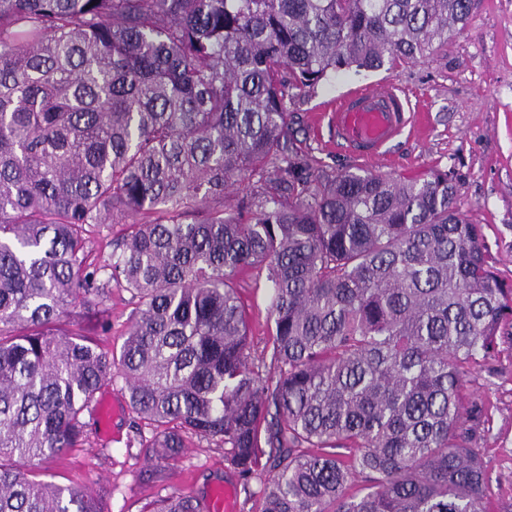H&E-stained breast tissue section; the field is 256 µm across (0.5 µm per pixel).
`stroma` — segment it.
<instances>
[{
	"label": "stroma",
	"mask_w": 512,
	"mask_h": 512,
	"mask_svg": "<svg viewBox=\"0 0 512 512\" xmlns=\"http://www.w3.org/2000/svg\"><path fill=\"white\" fill-rule=\"evenodd\" d=\"M384 83L409 94L426 116L423 131L401 136L386 160L362 162L333 149L331 130L310 124L311 114L351 89ZM294 128L322 168L336 175L449 171L456 184L457 210L482 224L498 269L512 277V0H479L463 33L414 63L349 72L322 84L300 105ZM475 376L492 379L478 392L490 404L485 454L493 491L512 498V340L478 367ZM105 397L116 406L109 428L93 433L90 446L76 449L56 465L50 479L106 490L108 512H140L156 488L142 480L147 463L139 447H128L127 442L151 430L130 412L122 381L113 382ZM224 481L234 485L237 499H244L245 477L228 468L222 449L196 439L163 475L170 489L186 493Z\"/></svg>",
	"instance_id": "obj_1"
}]
</instances>
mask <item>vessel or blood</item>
Returning a JSON list of instances; mask_svg holds the SVG:
<instances>
[{
    "label": "vessel or blood",
    "instance_id": "vessel-or-blood-1",
    "mask_svg": "<svg viewBox=\"0 0 512 512\" xmlns=\"http://www.w3.org/2000/svg\"><path fill=\"white\" fill-rule=\"evenodd\" d=\"M406 94L391 84L360 87L332 102L314 117L315 123H327L338 146L354 157L371 160L382 156L386 147L419 122ZM211 512H237V500L231 484L215 485L209 496Z\"/></svg>",
    "mask_w": 512,
    "mask_h": 512
}]
</instances>
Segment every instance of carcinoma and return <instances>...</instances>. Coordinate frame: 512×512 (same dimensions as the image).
Returning <instances> with one entry per match:
<instances>
[{"label": "carcinoma", "instance_id": "1", "mask_svg": "<svg viewBox=\"0 0 512 512\" xmlns=\"http://www.w3.org/2000/svg\"><path fill=\"white\" fill-rule=\"evenodd\" d=\"M475 8L0 0V512H107L29 474L84 447L116 373L152 431L142 512H209L159 478L194 438L256 479L249 512H487L472 369L512 281L448 171L332 176L291 127L320 84L415 62ZM243 271L269 287L259 351ZM128 293L112 286V332L109 335L99 336L105 347H111L113 342L121 343L126 331V320L131 310L127 304Z\"/></svg>", "mask_w": 512, "mask_h": 512}]
</instances>
